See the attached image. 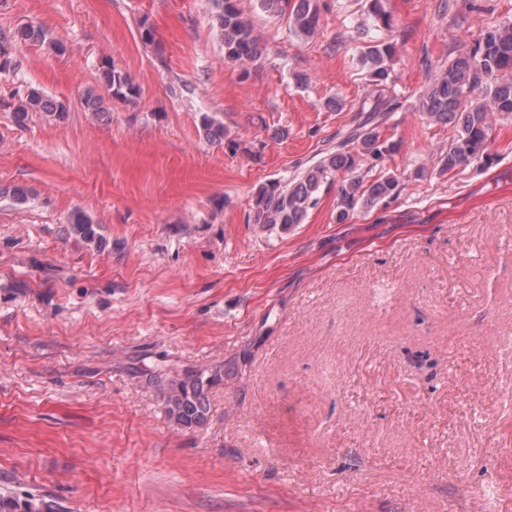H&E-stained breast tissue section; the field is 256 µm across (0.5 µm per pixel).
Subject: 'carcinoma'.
<instances>
[{
	"mask_svg": "<svg viewBox=\"0 0 512 512\" xmlns=\"http://www.w3.org/2000/svg\"><path fill=\"white\" fill-rule=\"evenodd\" d=\"M373 26L391 27V16L383 0H367ZM214 25L224 44V59L238 65H250L260 53L259 42L240 8V0H213ZM319 0H296L289 15L292 31L309 38L317 31ZM395 52L391 43L370 46L360 56L371 82L378 86L390 78L388 61ZM103 78L111 97L133 102L139 87L131 77L112 65L104 66ZM419 108L434 124L450 125L455 134L448 150L440 153L443 171H453L474 162L488 163L491 118L512 117V24L488 27L482 40L470 52L459 54L448 68L435 75L420 95ZM16 122L23 123L32 112L62 118L66 109L43 92L31 89L13 103ZM368 118L371 127L360 126L351 135L357 149L351 153L338 147L300 175L286 182L273 180L259 187L253 200L254 223L286 232L303 223L316 203L322 184L337 174L338 203L336 222L344 223L357 209H372L396 199L402 190L398 177L381 174L370 181L356 173L365 160L377 161L395 150L396 144L384 137ZM202 129L211 142L224 140V124L205 115ZM72 230L88 243L102 244L92 219L78 211L72 217ZM224 366L208 369L185 367L171 371L160 368L146 378V386L161 401L166 417L182 429H196L207 424L210 392L224 383ZM0 512H56L55 502L45 495L23 500L0 494Z\"/></svg>",
	"mask_w": 512,
	"mask_h": 512,
	"instance_id": "obj_1",
	"label": "carcinoma"
}]
</instances>
